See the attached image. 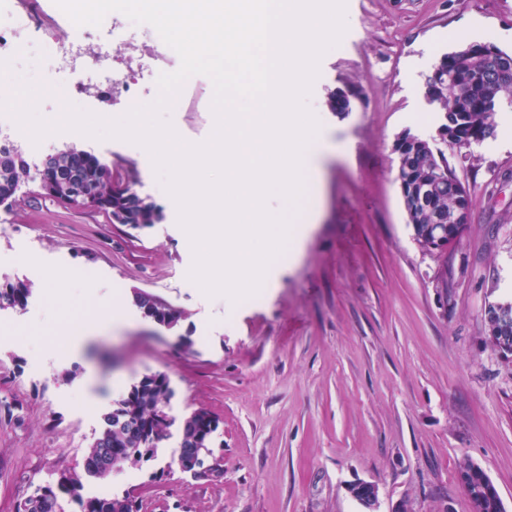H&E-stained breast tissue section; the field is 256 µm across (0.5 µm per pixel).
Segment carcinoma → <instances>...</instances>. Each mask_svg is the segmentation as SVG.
<instances>
[{
	"label": "carcinoma",
	"mask_w": 512,
	"mask_h": 512,
	"mask_svg": "<svg viewBox=\"0 0 512 512\" xmlns=\"http://www.w3.org/2000/svg\"><path fill=\"white\" fill-rule=\"evenodd\" d=\"M498 64L512 68V55L500 50L494 61L473 53L468 44L441 57L434 73L426 82V96L440 114V128L459 125L456 139L448 141L462 149L481 144L495 136L497 107L504 101L512 103V81L501 82L493 77ZM397 155V182L408 214L411 215L417 240L428 244V216L418 205L413 191L424 187L430 174L439 170L448 174V189L434 201V206L447 214L469 208L471 198L465 185L457 178L444 153L434 154L430 143L414 138L402 146H394ZM57 162L81 167L93 191L106 206L99 212L111 216L110 204L119 184L112 168L97 157L76 148L56 152ZM27 173V164L18 151L0 156V191L19 188ZM129 210L134 227H146L160 218L157 206L132 192ZM30 288L22 282H0V309L23 307ZM148 382L134 388L130 395L117 400L112 410L102 415L103 427L83 459L81 471L64 470L37 486L33 494L19 501L16 512H66L65 505L75 503L78 512H145L142 497L133 489L114 493L107 498H84L75 495L83 479L106 478L127 463L139 464L158 454L161 445L172 437L171 427L178 425L177 447L167 465L177 466L194 480L206 478L196 470L201 457L213 454L211 445L218 422L205 410H196L180 423L170 417L166 406L172 395L170 380L164 374L147 376Z\"/></svg>",
	"instance_id": "1"
}]
</instances>
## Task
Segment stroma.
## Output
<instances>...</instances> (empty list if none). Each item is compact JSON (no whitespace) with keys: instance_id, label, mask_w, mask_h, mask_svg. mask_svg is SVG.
Here are the masks:
<instances>
[{"instance_id":"obj_1","label":"stroma","mask_w":512,"mask_h":512,"mask_svg":"<svg viewBox=\"0 0 512 512\" xmlns=\"http://www.w3.org/2000/svg\"><path fill=\"white\" fill-rule=\"evenodd\" d=\"M347 30L320 60L307 100L340 145L323 165L320 208L297 253L255 300L225 303L191 282L193 254L148 152L74 132L11 137L29 167L0 206V281L29 284L0 310V512L63 469L80 468L101 415L143 376L164 373L169 413L219 421L217 482L162 470L172 452L127 465L108 491L137 489L147 512H361L348 487L379 488L380 512H469L460 464L480 465L512 512V358L486 334L484 308L512 300V106L470 161L443 144L424 85L440 55L468 43L512 52V0H346ZM179 136L207 141L214 86L192 76ZM349 99L347 112L329 107ZM411 133L443 149L471 194L469 221L443 253L414 237L393 145ZM91 152L162 218L134 230L41 195L46 155ZM68 273L54 304L45 284ZM146 292L178 309L169 329L143 316ZM124 300L123 324L107 298ZM94 333L81 349L70 336Z\"/></svg>"}]
</instances>
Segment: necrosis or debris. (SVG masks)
<instances>
[{
	"label": "necrosis or debris",
	"mask_w": 512,
	"mask_h": 512,
	"mask_svg": "<svg viewBox=\"0 0 512 512\" xmlns=\"http://www.w3.org/2000/svg\"><path fill=\"white\" fill-rule=\"evenodd\" d=\"M81 43L92 45V56L78 52ZM131 46L143 48V55L116 66V59ZM38 47L53 59L44 75L47 91L56 101L76 106L82 103L81 90L97 88L117 96L122 106L133 107L145 74L172 73L180 66L178 54L151 25L134 23L122 13H113L112 26L102 37L93 27L67 18L49 20L43 0H0L1 98L12 92L6 79L15 70V60Z\"/></svg>",
	"instance_id": "4bbe7bcc"
}]
</instances>
